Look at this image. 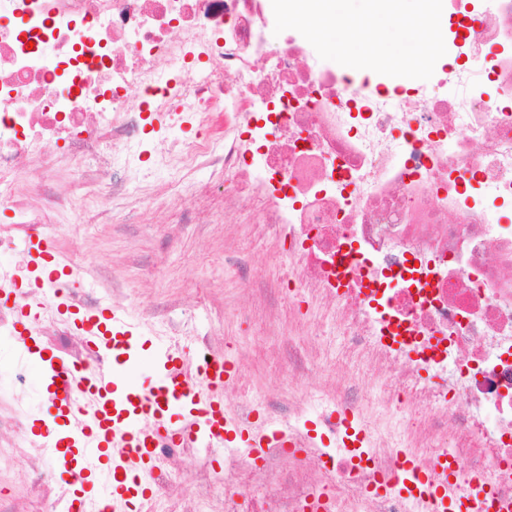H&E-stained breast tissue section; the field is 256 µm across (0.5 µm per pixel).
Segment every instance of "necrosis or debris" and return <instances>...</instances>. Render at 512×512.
<instances>
[{"instance_id": "4bbe7bcc", "label": "necrosis or debris", "mask_w": 512, "mask_h": 512, "mask_svg": "<svg viewBox=\"0 0 512 512\" xmlns=\"http://www.w3.org/2000/svg\"><path fill=\"white\" fill-rule=\"evenodd\" d=\"M445 55L430 79L390 77L320 59L297 31L275 32L271 0H0V253L44 233L79 199H102L94 224L116 216L135 188L117 169H207L216 184L183 201V224H259L288 261L273 284L290 310L327 308L374 392L345 378L323 406L327 444L292 427L308 398L282 390L246 396L230 385V417L289 423L255 476L250 456L216 470L201 460L190 424L140 475L138 512H431L399 475L395 426L427 429L436 443L418 466L451 490L486 481L482 512L512 504V0H443ZM483 58L481 69L471 62ZM197 127L196 138L145 145L148 122ZM62 143L60 155L45 146ZM67 166L68 191H21L33 168ZM27 287L28 256L0 267V288L36 306L28 333L78 365L95 352L60 306L86 315L124 306L109 285ZM25 373L0 394V473L22 497L0 512H69L58 454L26 436ZM347 414L366 445L342 447ZM308 464L281 470L292 448ZM192 462L196 490L168 495L176 462Z\"/></svg>"}]
</instances>
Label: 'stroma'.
Returning <instances> with one entry per match:
<instances>
[{"label":"stroma","mask_w":512,"mask_h":512,"mask_svg":"<svg viewBox=\"0 0 512 512\" xmlns=\"http://www.w3.org/2000/svg\"><path fill=\"white\" fill-rule=\"evenodd\" d=\"M91 204L80 201L75 212L61 216L54 242L59 257L78 259L88 267L107 265L132 308L180 300L188 292L202 291L205 300L191 318L174 311L184 322L180 346L197 350V336L209 335L222 346L224 356L245 377L253 395L265 396L280 383L278 361L288 341L304 349L327 353L336 374L346 366L341 359L342 337L331 327L314 328L292 315L278 301L271 285L281 271L283 249L258 224H91ZM247 253L261 275L248 294L225 267L226 252ZM29 433L41 440L44 432L46 392L38 358L27 362Z\"/></svg>","instance_id":"35a3bbf8"}]
</instances>
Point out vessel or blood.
I'll return each instance as SVG.
<instances>
[{"instance_id":"obj_1","label":"vessel or blood","mask_w":512,"mask_h":512,"mask_svg":"<svg viewBox=\"0 0 512 512\" xmlns=\"http://www.w3.org/2000/svg\"><path fill=\"white\" fill-rule=\"evenodd\" d=\"M34 277L31 287H43L46 280L67 274V266L57 259L54 245L43 239L25 243ZM87 341L99 356L92 367H76L61 357L44 356L46 394L55 417L65 419L64 437L49 436L53 447L67 446L74 453L64 458L69 481L86 483L80 452L97 449L106 458L104 470L116 476H136L154 463L157 440L175 436V410L193 422L200 443H216L248 448L263 455L278 429L249 426L224 417V387L237 378L232 362L215 359L206 376H198L190 356L181 347L158 344L153 361L156 379L133 385L125 378L133 365L142 335L128 319L116 311L100 309L96 318L83 326ZM444 482L433 495L434 512H472L470 502L450 497L455 465L443 468ZM135 489L110 487L102 493L104 512H128Z\"/></svg>"}]
</instances>
